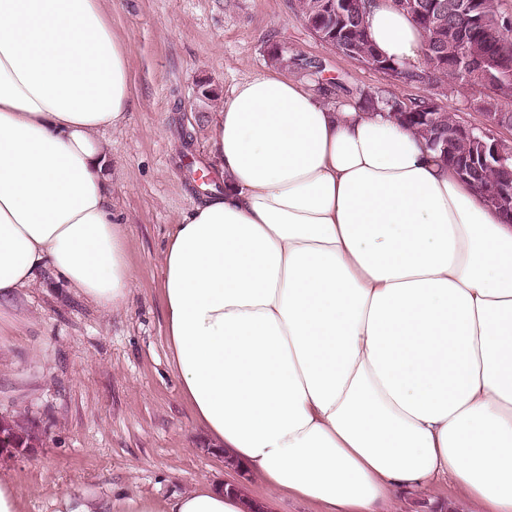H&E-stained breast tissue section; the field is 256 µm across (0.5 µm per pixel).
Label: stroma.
<instances>
[{
  "mask_svg": "<svg viewBox=\"0 0 512 512\" xmlns=\"http://www.w3.org/2000/svg\"><path fill=\"white\" fill-rule=\"evenodd\" d=\"M112 29L131 44L132 105L124 128L106 132L112 208L129 228L133 286L107 312L53 272L25 289L13 326L0 331V416L28 421L42 440L24 455L0 456L24 512H60L64 497H170L197 484L230 483L265 512H312L272 494L214 449L181 395L165 338L162 260L172 224L206 196L187 166L209 168L203 119L224 95L271 70L267 49L322 60L323 81L399 96L418 88L320 42L290 0H112ZM469 512L453 486L389 501L386 512Z\"/></svg>",
  "mask_w": 512,
  "mask_h": 512,
  "instance_id": "1",
  "label": "stroma"
}]
</instances>
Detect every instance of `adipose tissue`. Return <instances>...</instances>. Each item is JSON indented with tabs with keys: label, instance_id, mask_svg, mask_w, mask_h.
<instances>
[{
	"label": "adipose tissue",
	"instance_id": "ef3b65f1",
	"mask_svg": "<svg viewBox=\"0 0 512 512\" xmlns=\"http://www.w3.org/2000/svg\"><path fill=\"white\" fill-rule=\"evenodd\" d=\"M108 0H0V312L52 269L117 309L132 287L105 132L125 125L130 45ZM385 57L423 33L371 0ZM207 123L223 192L173 225L165 334L218 448L316 512H380L448 477L512 512V221L389 111L298 78L237 83ZM244 512L200 485L65 497L62 512Z\"/></svg>",
	"mask_w": 512,
	"mask_h": 512
}]
</instances>
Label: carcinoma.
Returning <instances> with one entry per match:
<instances>
[{
  "label": "carcinoma",
  "mask_w": 512,
  "mask_h": 512,
  "mask_svg": "<svg viewBox=\"0 0 512 512\" xmlns=\"http://www.w3.org/2000/svg\"><path fill=\"white\" fill-rule=\"evenodd\" d=\"M325 0H296L295 10L305 21L317 18ZM367 0H351L348 12L336 16L333 27L336 38L331 45L336 50L351 45L358 56L377 52L369 39L366 26ZM400 10L411 16L423 31L424 66L411 69L402 64L385 60L383 73L392 78L420 85L447 82L473 87L470 80L460 76L455 69L454 50L463 48L475 63V69L488 72L497 84L512 83V36L504 34L512 14L502 9L496 0H414L421 6H431L436 21L428 23L394 0ZM332 86L358 99L360 106L375 109L383 104L397 113V119L425 138L429 149L438 153L452 166L467 162L471 167L468 182L478 187L487 202L496 197L512 195V164L506 167L490 166L481 160L480 144L462 137L448 143V127L462 123L457 114L441 110L431 97L422 95L399 99L384 96L364 88H350L336 81ZM0 434L18 448L34 447L38 441L35 428L17 420L0 419Z\"/></svg>",
  "instance_id": "cac0c4a2"
}]
</instances>
